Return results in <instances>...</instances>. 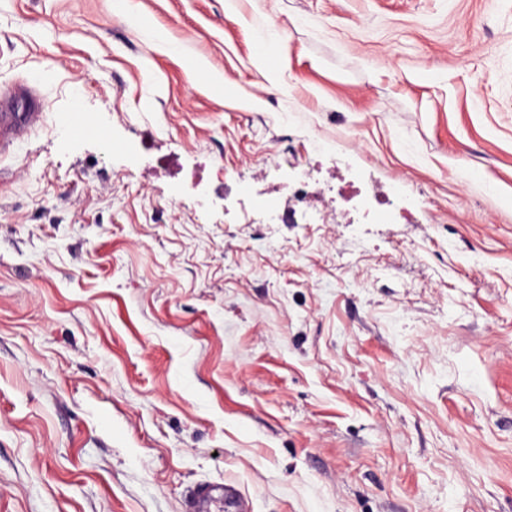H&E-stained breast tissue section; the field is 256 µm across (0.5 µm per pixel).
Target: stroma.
Masks as SVG:
<instances>
[{"mask_svg":"<svg viewBox=\"0 0 512 512\" xmlns=\"http://www.w3.org/2000/svg\"><path fill=\"white\" fill-rule=\"evenodd\" d=\"M6 124L0 512H512V0H0Z\"/></svg>","mask_w":512,"mask_h":512,"instance_id":"35a3bbf8","label":"stroma"}]
</instances>
